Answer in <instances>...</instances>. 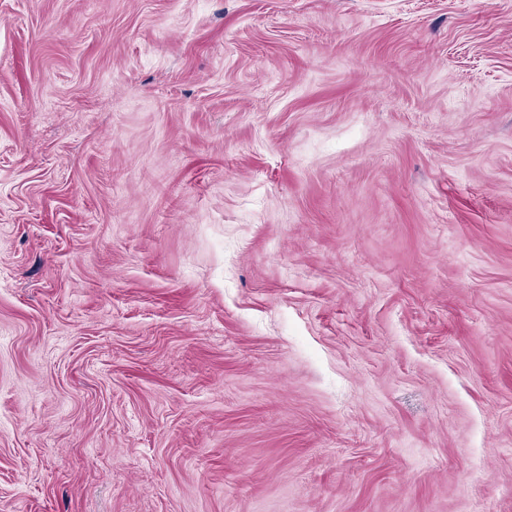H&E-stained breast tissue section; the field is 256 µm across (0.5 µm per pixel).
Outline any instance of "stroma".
<instances>
[{
	"instance_id": "35a3bbf8",
	"label": "stroma",
	"mask_w": 512,
	"mask_h": 512,
	"mask_svg": "<svg viewBox=\"0 0 512 512\" xmlns=\"http://www.w3.org/2000/svg\"><path fill=\"white\" fill-rule=\"evenodd\" d=\"M0 512H512V0H0Z\"/></svg>"
}]
</instances>
